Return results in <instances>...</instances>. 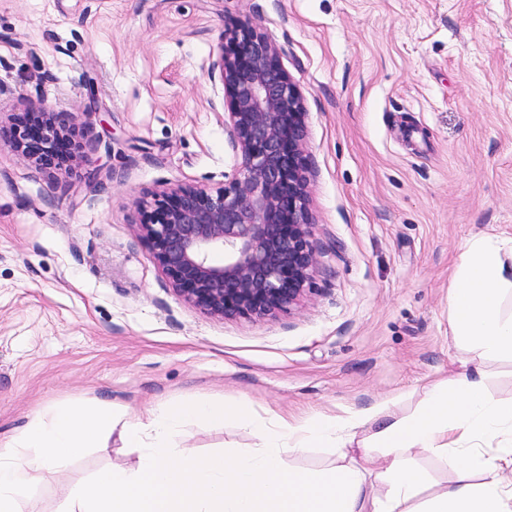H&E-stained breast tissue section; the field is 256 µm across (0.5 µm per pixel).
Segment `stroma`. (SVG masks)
I'll use <instances>...</instances> for the list:
<instances>
[{
    "label": "stroma",
    "instance_id": "stroma-1",
    "mask_svg": "<svg viewBox=\"0 0 512 512\" xmlns=\"http://www.w3.org/2000/svg\"><path fill=\"white\" fill-rule=\"evenodd\" d=\"M282 50L307 112L319 268L291 313L212 318L176 296L138 226L160 184L223 188L237 158L211 64L235 20ZM77 114L72 175L0 142V440L57 405L185 400L291 421L461 371L448 287L468 240L512 236V0H0V111ZM255 443L187 423L176 454ZM119 435L45 475L59 512Z\"/></svg>",
    "mask_w": 512,
    "mask_h": 512
}]
</instances>
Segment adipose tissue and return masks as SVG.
Masks as SVG:
<instances>
[{
	"label": "adipose tissue",
	"mask_w": 512,
	"mask_h": 512,
	"mask_svg": "<svg viewBox=\"0 0 512 512\" xmlns=\"http://www.w3.org/2000/svg\"><path fill=\"white\" fill-rule=\"evenodd\" d=\"M512 237H472L448 290V325L472 367L425 392L411 415L398 398L371 408L300 421L256 422L250 405L235 415L250 423L253 447L208 456H174L170 438L196 417L223 423L222 405L185 402L141 413H116L89 403L58 407L0 442V512H21L22 497L44 473L81 457L120 431L140 451L137 468H112L76 486L64 512H512V399L487 391L486 360L512 356ZM497 443L495 454L481 449ZM326 443L339 448L335 465L302 472L287 456ZM435 455L452 472L428 498L418 455Z\"/></svg>",
	"instance_id": "ef3b65f1"
}]
</instances>
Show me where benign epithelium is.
<instances>
[{"mask_svg":"<svg viewBox=\"0 0 512 512\" xmlns=\"http://www.w3.org/2000/svg\"><path fill=\"white\" fill-rule=\"evenodd\" d=\"M229 98L224 127L239 168L224 188L160 184L140 236L185 302L219 319L262 320L291 311L310 289L319 259L309 207L307 130L301 95L281 49L249 21L224 29L212 64ZM41 140L28 143L30 130ZM22 157L42 167L55 145L82 158L76 116L37 108L0 124ZM217 250L224 262L211 261Z\"/></svg>","mask_w":512,"mask_h":512,"instance_id":"1","label":"benign epithelium"}]
</instances>
